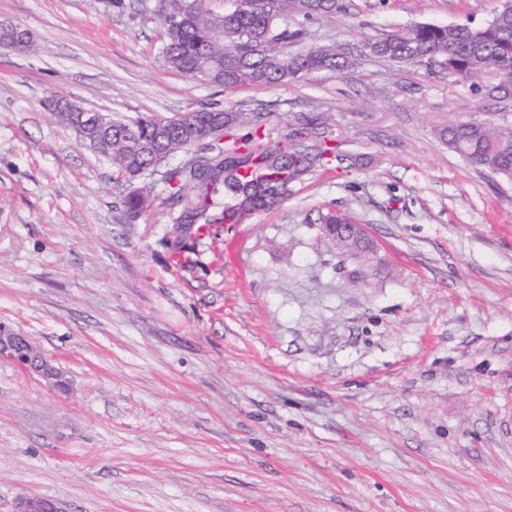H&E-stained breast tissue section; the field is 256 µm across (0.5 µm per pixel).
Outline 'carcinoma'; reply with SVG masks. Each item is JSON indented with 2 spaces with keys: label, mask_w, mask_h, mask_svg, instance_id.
I'll return each mask as SVG.
<instances>
[{
  "label": "carcinoma",
  "mask_w": 512,
  "mask_h": 512,
  "mask_svg": "<svg viewBox=\"0 0 512 512\" xmlns=\"http://www.w3.org/2000/svg\"><path fill=\"white\" fill-rule=\"evenodd\" d=\"M224 12L215 13L204 0H159L164 41L161 54L172 70L221 84L274 86L318 71L343 72L358 58L333 46L310 43L308 23L342 10L339 0H226ZM297 50L284 57L282 47ZM360 56L387 62L438 61L448 75L475 88L492 70L498 87L493 97L512 96V4L497 10L479 27L415 24L362 43ZM216 110H190L166 119V133L157 132L153 117L125 120L112 128V165L116 180L129 186L122 200L124 216L138 218L150 200V188L137 186L157 156H170L190 147L184 122L192 121L199 136L208 140L203 164H188L171 171L168 203L181 208L180 224L196 226L197 237L208 235L216 224L239 221L235 207L214 211L223 196L250 209H270L283 202L294 183L321 164L333 163L337 146L325 140L305 143L313 123L298 117L291 131L273 149L251 130L224 141ZM136 128L142 148L125 141L124 126ZM448 149L476 167L512 177V128L487 122H451L439 131Z\"/></svg>",
  "instance_id": "1"
}]
</instances>
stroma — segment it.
<instances>
[{"instance_id": "stroma-1", "label": "stroma", "mask_w": 512, "mask_h": 512, "mask_svg": "<svg viewBox=\"0 0 512 512\" xmlns=\"http://www.w3.org/2000/svg\"><path fill=\"white\" fill-rule=\"evenodd\" d=\"M318 45L416 22L476 26L499 0H344ZM36 49L0 48V323L63 384L0 361V512H512V179L438 137L512 124V99L428 64L363 59L276 86L170 71L158 0H0ZM127 119L296 116L337 145L280 206L167 245L165 176L126 189L49 107ZM347 212L372 242L325 231ZM16 512H64V510L57 502L34 495L20 499Z\"/></svg>"}]
</instances>
